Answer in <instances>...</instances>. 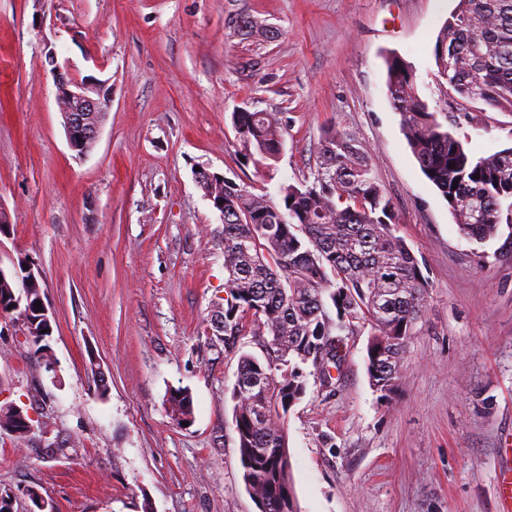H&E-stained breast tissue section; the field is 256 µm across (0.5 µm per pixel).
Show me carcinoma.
<instances>
[{
    "label": "carcinoma",
    "mask_w": 512,
    "mask_h": 512,
    "mask_svg": "<svg viewBox=\"0 0 512 512\" xmlns=\"http://www.w3.org/2000/svg\"><path fill=\"white\" fill-rule=\"evenodd\" d=\"M433 55L441 88L466 103L481 100L512 112V0H458ZM386 88L412 155L448 199L460 230L479 244L494 239L502 213L512 216V147L473 156L429 111L412 66L396 54L386 59ZM231 120L244 160L274 179L284 144L281 114L236 111ZM277 194L276 203L265 191L224 179L227 298L211 322L228 352L239 350L248 334L270 337L265 360L248 353L239 357L232 422L242 480L261 512H296L286 423L306 392L303 366L332 380L330 370L340 369L338 344L362 320L372 329L370 383L385 395L392 392L406 342L423 315L429 281L398 235L368 147L354 135L325 132L313 181L282 183ZM12 286V275L0 276L3 312L12 311ZM169 405L174 417L192 413L185 389L172 391ZM23 429L0 405V430L22 437Z\"/></svg>",
    "instance_id": "1"
}]
</instances>
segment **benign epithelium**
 Instances as JSON below:
<instances>
[{"instance_id": "benign-epithelium-1", "label": "benign epithelium", "mask_w": 512, "mask_h": 512, "mask_svg": "<svg viewBox=\"0 0 512 512\" xmlns=\"http://www.w3.org/2000/svg\"><path fill=\"white\" fill-rule=\"evenodd\" d=\"M47 60L55 76L56 100L69 145L83 156L97 142L103 118L110 108L111 89L108 82L93 76L77 78L68 74L52 52Z\"/></svg>"}]
</instances>
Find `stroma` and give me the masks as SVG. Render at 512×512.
<instances>
[{"label":"stroma","mask_w":512,"mask_h":512,"mask_svg":"<svg viewBox=\"0 0 512 512\" xmlns=\"http://www.w3.org/2000/svg\"><path fill=\"white\" fill-rule=\"evenodd\" d=\"M457 0H0V268L33 266L49 312L46 369L0 312V490L30 512H260L242 480L231 390L247 336L210 330L227 297L224 218L197 169L238 185L312 178L324 130L353 133L394 203L430 288L394 391L366 369L369 325L346 336L341 376L309 378L288 413L298 512H504L512 476V224L485 244L460 232L387 97V54L445 113L433 47ZM251 17L258 31L240 29ZM108 82L90 153L69 147L46 62ZM282 113L275 179L242 160L231 114ZM448 129L475 155L512 145V112L484 103ZM108 391L99 395L92 367ZM187 389L188 425L167 399Z\"/></svg>","instance_id":"1"}]
</instances>
